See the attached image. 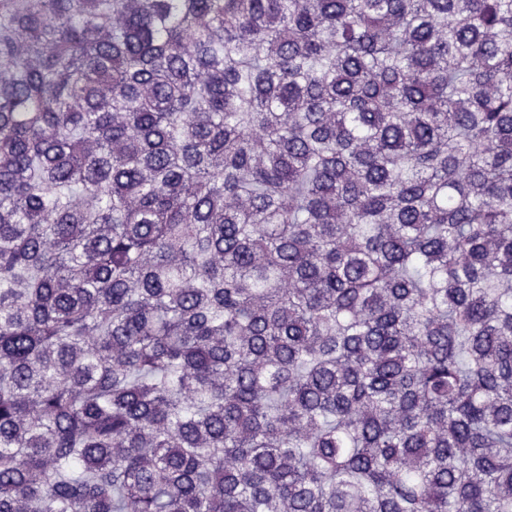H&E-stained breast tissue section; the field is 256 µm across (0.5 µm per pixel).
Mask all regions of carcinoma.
I'll return each mask as SVG.
<instances>
[{
  "instance_id": "obj_1",
  "label": "carcinoma",
  "mask_w": 512,
  "mask_h": 512,
  "mask_svg": "<svg viewBox=\"0 0 512 512\" xmlns=\"http://www.w3.org/2000/svg\"><path fill=\"white\" fill-rule=\"evenodd\" d=\"M0 512H512V0H0Z\"/></svg>"
}]
</instances>
